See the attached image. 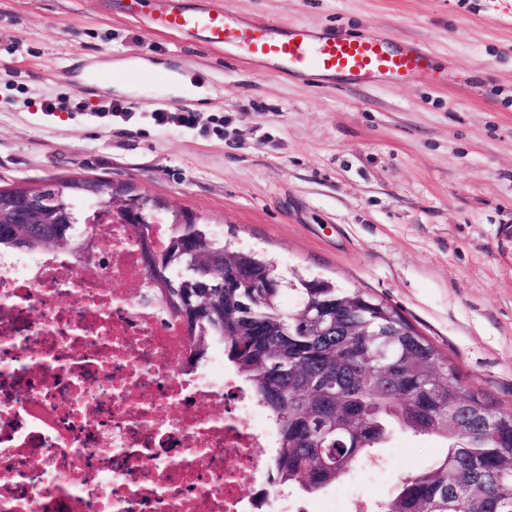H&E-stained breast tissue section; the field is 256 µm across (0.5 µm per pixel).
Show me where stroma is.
I'll return each mask as SVG.
<instances>
[{
  "instance_id": "1",
  "label": "stroma",
  "mask_w": 512,
  "mask_h": 512,
  "mask_svg": "<svg viewBox=\"0 0 512 512\" xmlns=\"http://www.w3.org/2000/svg\"><path fill=\"white\" fill-rule=\"evenodd\" d=\"M256 22L418 43L434 75L331 87L149 32L121 0H0V189L68 179L126 185L193 213L281 275L319 277L395 307L465 387L512 406V0H222ZM100 100L76 111L89 71ZM198 90L161 104L163 75ZM46 99L65 102L49 114ZM199 123L161 128L158 107ZM441 440L396 433L379 469L313 496L386 498L428 469Z\"/></svg>"
}]
</instances>
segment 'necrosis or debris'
Masks as SVG:
<instances>
[{
  "label": "necrosis or debris",
  "instance_id": "1",
  "mask_svg": "<svg viewBox=\"0 0 512 512\" xmlns=\"http://www.w3.org/2000/svg\"><path fill=\"white\" fill-rule=\"evenodd\" d=\"M95 210L72 250L0 254V512H310L259 469L271 421L223 354L192 364L139 243Z\"/></svg>",
  "mask_w": 512,
  "mask_h": 512
}]
</instances>
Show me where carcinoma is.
<instances>
[{"label": "carcinoma", "mask_w": 512, "mask_h": 512, "mask_svg": "<svg viewBox=\"0 0 512 512\" xmlns=\"http://www.w3.org/2000/svg\"><path fill=\"white\" fill-rule=\"evenodd\" d=\"M107 201L128 198L155 292L167 313L186 325L191 356L205 359L209 342L267 412L276 433L272 481L314 494L376 456L392 431L436 436L447 452L433 467L401 479L379 512H512V409L496 407L461 383L457 367L385 301L321 279L293 284L274 262L241 251L195 215H171L164 248L151 245L160 203L97 184ZM84 181L0 190V250H67L85 223L75 198ZM38 197L45 224H10L11 201ZM231 263L239 281L224 278ZM289 292L294 309L284 306ZM441 380L421 390L433 371ZM462 414L448 421V407Z\"/></svg>", "instance_id": "1"}]
</instances>
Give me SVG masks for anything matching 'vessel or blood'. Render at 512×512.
<instances>
[{
	"label": "vessel or blood",
	"mask_w": 512,
	"mask_h": 512,
	"mask_svg": "<svg viewBox=\"0 0 512 512\" xmlns=\"http://www.w3.org/2000/svg\"><path fill=\"white\" fill-rule=\"evenodd\" d=\"M152 30L200 38L210 47L244 50L250 58L269 62L286 75L344 74L359 83L381 78L406 80L433 67L432 57L411 43L393 45L373 35L350 37L316 32L292 23L284 32L252 23L224 9L220 0L186 8L181 0H152Z\"/></svg>",
	"instance_id": "1"
}]
</instances>
